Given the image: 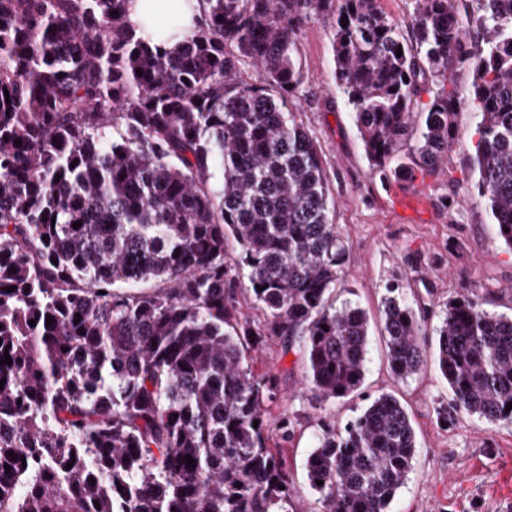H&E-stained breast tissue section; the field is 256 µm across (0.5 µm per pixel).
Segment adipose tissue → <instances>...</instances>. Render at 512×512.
Segmentation results:
<instances>
[{
  "label": "adipose tissue",
  "mask_w": 512,
  "mask_h": 512,
  "mask_svg": "<svg viewBox=\"0 0 512 512\" xmlns=\"http://www.w3.org/2000/svg\"><path fill=\"white\" fill-rule=\"evenodd\" d=\"M145 0H129L127 19L140 29H147L154 36L156 44L172 49L189 38L203 13V0H181L182 13L177 19H169L167 0H155L152 10H145Z\"/></svg>",
  "instance_id": "adipose-tissue-1"
}]
</instances>
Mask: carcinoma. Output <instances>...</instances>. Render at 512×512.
Returning a JSON list of instances; mask_svg holds the SVG:
<instances>
[{"mask_svg": "<svg viewBox=\"0 0 512 512\" xmlns=\"http://www.w3.org/2000/svg\"><path fill=\"white\" fill-rule=\"evenodd\" d=\"M127 2L0 0V512H297L268 433L277 387L250 350L279 339L324 403L360 388L369 341L365 313L332 298L336 202L287 108L297 32L333 20L337 85L378 172L412 137L400 168L438 174L474 106L478 201L512 250V0H475L470 37L461 0H415L408 36L380 0H205L178 51L130 25ZM458 69L468 88L433 92ZM390 292V368L407 378L425 361L420 296ZM437 361L441 421L512 423V318L448 301ZM415 453L382 394L343 429L321 423L309 486L323 512H387Z\"/></svg>", "mask_w": 512, "mask_h": 512, "instance_id": "1", "label": "carcinoma"}]
</instances>
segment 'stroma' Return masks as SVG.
<instances>
[{"label": "stroma", "instance_id": "35a3bbf8", "mask_svg": "<svg viewBox=\"0 0 512 512\" xmlns=\"http://www.w3.org/2000/svg\"><path fill=\"white\" fill-rule=\"evenodd\" d=\"M330 39L329 20L314 18L302 27L297 47L304 83L290 107L325 161L336 198L333 220L347 246L346 289L336 300L365 311L369 351L359 392L321 405L301 383L297 355L284 353L279 341H268L254 355L255 373L273 376L279 391L269 422L283 412L295 421L293 437L278 449L296 500L302 512L321 508L305 464L322 419L346 424L388 393L408 411L417 437L413 469L389 512H512V423L489 424L465 412L450 426L437 418L450 398L434 359L445 303L466 294L490 313L512 318V250L476 200L471 163L479 117L461 105L445 172L425 179L398 170L376 174L336 84ZM398 282L419 294L427 288L434 293L418 315L429 358L404 380L389 368L381 317L386 290Z\"/></svg>", "mask_w": 512, "mask_h": 512}]
</instances>
